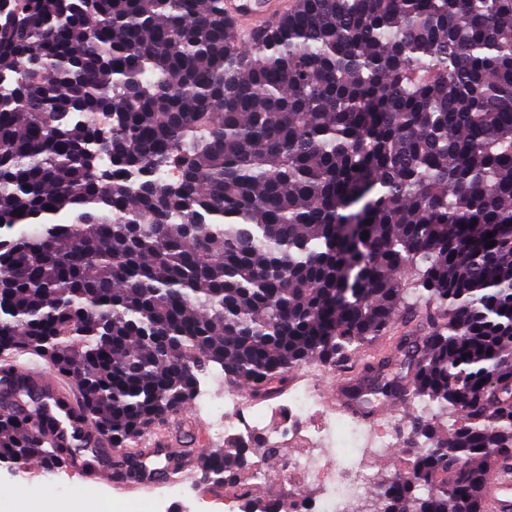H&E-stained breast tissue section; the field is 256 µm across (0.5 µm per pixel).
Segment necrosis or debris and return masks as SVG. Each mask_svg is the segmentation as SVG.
<instances>
[{"label":"necrosis or debris","instance_id":"1","mask_svg":"<svg viewBox=\"0 0 512 512\" xmlns=\"http://www.w3.org/2000/svg\"><path fill=\"white\" fill-rule=\"evenodd\" d=\"M202 404L217 428L234 438L261 437L271 448H283V477L315 488L312 499L295 500L293 512H350L367 494V470L373 459L394 447L391 435L374 433L371 426L355 419L337 417L335 406L322 402L317 388L306 387L289 395L287 411L277 429H268L260 413L244 415L234 409L231 397L203 393ZM295 451H288V444ZM340 448H354L359 457L353 470H336Z\"/></svg>","mask_w":512,"mask_h":512}]
</instances>
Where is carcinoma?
<instances>
[{"mask_svg": "<svg viewBox=\"0 0 512 512\" xmlns=\"http://www.w3.org/2000/svg\"><path fill=\"white\" fill-rule=\"evenodd\" d=\"M410 301L420 335L360 358ZM21 349L83 401L0 366L1 466L74 447L94 472L214 365L263 395L342 361L361 416L438 407L359 512H490L512 474V0H299L246 46L224 0H0V354ZM51 404L93 433L58 435ZM250 451L196 465L246 502ZM152 453L112 465L137 481ZM487 495L494 512H510L512 510V475L508 478L499 474L494 475L488 483Z\"/></svg>", "mask_w": 512, "mask_h": 512, "instance_id": "cac0c4a2", "label": "carcinoma"}]
</instances>
